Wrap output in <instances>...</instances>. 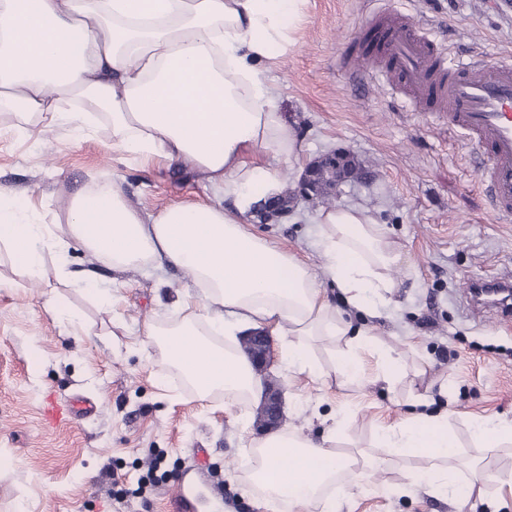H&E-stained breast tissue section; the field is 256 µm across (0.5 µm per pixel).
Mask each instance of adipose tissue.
<instances>
[{
	"instance_id": "ef3b65f1",
	"label": "adipose tissue",
	"mask_w": 512,
	"mask_h": 512,
	"mask_svg": "<svg viewBox=\"0 0 512 512\" xmlns=\"http://www.w3.org/2000/svg\"><path fill=\"white\" fill-rule=\"evenodd\" d=\"M305 2L0 0V112L40 138L67 126L82 139L107 121L113 152L191 167L214 191L146 211L105 172L98 188L66 204L64 222L48 225L0 188V246L31 279L43 276L53 255L59 281L91 292L105 308L113 305L112 288L95 287L91 271L68 270L71 244L117 273L184 269L191 292L168 322L144 326L139 350L160 354L204 406L218 395L230 405L261 403L262 383L237 339L266 326L281 340L287 377L351 384L368 355L385 384L405 371L377 331L353 329L319 284L330 279L349 308L371 317L388 303L401 255L367 210L319 212V277L244 219L280 190L277 170L252 154L291 165L302 154L261 67L293 46ZM326 339L331 347L322 358L317 347ZM411 400L417 413L375 435L390 455L428 460L402 484L379 480L383 457L338 451V425L318 441L287 426L264 433L247 450L250 469L234 479L261 512H338L339 497L354 484L383 495L424 486L457 512L472 498L486 499L480 461L463 471L450 464L456 442L447 414L428 412L423 394Z\"/></svg>"
}]
</instances>
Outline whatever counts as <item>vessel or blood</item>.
<instances>
[{
	"label": "vessel or blood",
	"instance_id": "vessel-or-blood-1",
	"mask_svg": "<svg viewBox=\"0 0 512 512\" xmlns=\"http://www.w3.org/2000/svg\"><path fill=\"white\" fill-rule=\"evenodd\" d=\"M380 66L371 73L382 85L403 94L417 110L434 104L448 124L482 152L480 183L494 212L512 219V56L495 61L448 63L442 48L399 11L378 13L372 26ZM90 404L44 408L45 422L72 421L91 412ZM200 485L182 483L174 498L175 512H197Z\"/></svg>",
	"mask_w": 512,
	"mask_h": 512
}]
</instances>
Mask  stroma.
<instances>
[{
    "label": "stroma",
    "mask_w": 512,
    "mask_h": 512,
    "mask_svg": "<svg viewBox=\"0 0 512 512\" xmlns=\"http://www.w3.org/2000/svg\"><path fill=\"white\" fill-rule=\"evenodd\" d=\"M411 16L449 60L512 54L506 0H387ZM370 0H307L288 53L266 65L284 117L302 139L300 166L277 163L282 188L296 192L304 169L329 153H343L366 176L331 196L299 198L288 217L254 224L258 234L320 270L315 245L320 209H369L401 252L391 273L396 287L374 324L406 365L394 385L375 381L374 369L343 385L308 375L282 382L283 420L321 439L346 417L341 448L370 450L378 425L410 414L411 392L429 395L447 411L460 448L453 466L481 456L491 495L512 512V446L477 448L467 421L487 415L512 424V319L495 310L474 315L463 293L468 283L512 276V220L497 216L481 186L479 150L449 129L438 113H420L402 96L349 69L343 55L360 42L374 17ZM0 118V188L55 224L63 203L90 189L99 172L123 181L129 201L157 211L177 200L206 197L197 175L154 160L119 159L112 128L77 140L69 128L28 138ZM113 309L60 287L54 268L41 280L21 276L0 251V512H172L179 478L202 472L206 501L222 512H256L227 474L243 460L248 437L230 421L238 406L204 407L179 386L161 357L145 359L130 345L144 323L169 317L188 276L121 274ZM61 295L90 328L68 335L45 308L47 292ZM93 400L94 415L62 426L46 424V400ZM163 477L145 498L117 501L113 482L136 488L149 466ZM339 512H455L428 489L411 496L365 489L341 500Z\"/></svg>",
    "instance_id": "1"
}]
</instances>
